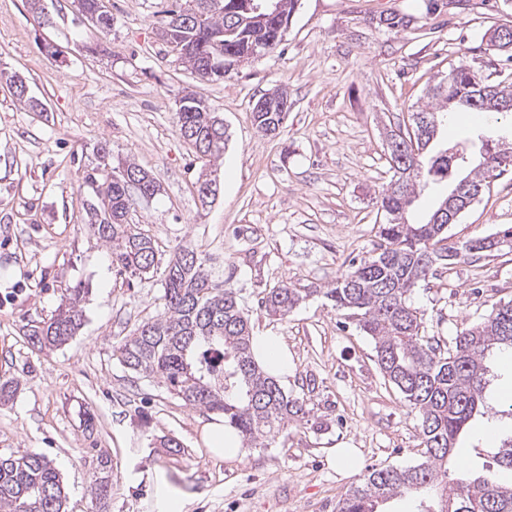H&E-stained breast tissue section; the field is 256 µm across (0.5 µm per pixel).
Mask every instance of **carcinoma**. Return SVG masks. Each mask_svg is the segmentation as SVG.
<instances>
[{
	"label": "carcinoma",
	"mask_w": 512,
	"mask_h": 512,
	"mask_svg": "<svg viewBox=\"0 0 512 512\" xmlns=\"http://www.w3.org/2000/svg\"><path fill=\"white\" fill-rule=\"evenodd\" d=\"M202 12L199 25H175L176 16L191 10ZM249 0H174L163 10L160 29L163 41L208 49L210 34L224 23L242 17L235 35L224 38V56L210 81L224 78V65L263 51L260 43L282 25V15L260 20L246 12ZM429 102L412 113L409 145L417 152L415 168L389 154L393 176L379 198L386 221L379 226L377 252L350 272L336 278L331 288L303 293L288 284L269 289L259 307L266 315L288 316L306 297L321 293L338 309L352 312L360 329L374 342L377 364L389 383L418 414L423 436V460L399 469L373 467L338 501L337 512H380L383 503L405 494L417 498L416 512H512V483L494 475L464 473L449 477L448 461L460 435L476 416L485 415L489 382L487 356L497 351L512 354V333L502 330L512 323V301L496 304L487 318L457 331L452 345L442 350L438 341L421 335L418 309L410 294L435 267L458 257L474 255L470 242L443 245L446 228L436 214L448 200L438 197L425 223L411 224L409 210L426 186L448 190L468 179L483 186L487 174L512 167L503 149L495 146L467 169L455 159L453 146H437L439 126L448 113L508 112L512 84L487 82L468 66L460 64L427 90ZM185 111L177 113L179 134L193 133L207 144L197 155L203 165L219 158L228 134L208 139L211 112L198 93L182 97ZM288 112L270 99L254 107L256 128L266 135L280 132ZM97 202L90 205L93 227L99 238L112 246V266L132 274H145L156 265L157 242L127 221L138 196L118 176L97 187ZM478 252H491L512 245V226L478 240ZM163 311L139 323L115 351L126 368L161 380L188 405L224 415L242 442L255 444L290 422L306 415V405L280 385L254 359L252 326L237 291L214 282L204 259L190 245L178 247L164 267ZM84 289L74 287L52 317L29 330L28 338L40 347L65 344L83 320L80 305ZM497 466L512 472V435L496 452ZM109 476L96 478L91 493L100 508L110 496ZM63 481L52 461L34 450L0 455V512H65Z\"/></svg>",
	"instance_id": "cac0c4a2"
}]
</instances>
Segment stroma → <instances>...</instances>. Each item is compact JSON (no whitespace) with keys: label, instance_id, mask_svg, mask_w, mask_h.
<instances>
[{"label":"stroma","instance_id":"1","mask_svg":"<svg viewBox=\"0 0 512 512\" xmlns=\"http://www.w3.org/2000/svg\"><path fill=\"white\" fill-rule=\"evenodd\" d=\"M42 4L45 24L28 0H0V71L21 76L44 105L32 111L0 82V379L18 383L0 403V455L31 448L52 460L65 512H92L91 484L106 459L107 512H157L163 486L174 512H336L367 469L419 464L415 410L384 378L372 339L321 291L373 255L377 201L392 177L385 135L411 128L427 87L460 63L512 82L507 51L490 42L495 28H512V0H300L273 54L204 85L159 36L163 0H107L105 31L73 0ZM392 14L412 21L387 27ZM278 89L288 93V119L272 137L252 112ZM190 91L229 132L211 203L197 195L200 163L176 124ZM490 122L454 112L440 138L476 163ZM129 161L161 186L130 223L163 255L192 245L216 282L238 290L254 335L277 337L288 352L280 383L307 414L236 460L204 448L211 412L128 370L113 350L163 310L161 273L117 271L88 227L87 172L102 181ZM511 225L512 169L491 178L447 235L462 243ZM282 282L313 294L278 319L258 299ZM76 286L86 290L80 329L66 345L33 346L30 327ZM411 299L423 335L450 347L457 330L512 299V248L438 266ZM490 390L492 414L459 438L461 470L492 465L484 430L512 431V376ZM170 438L180 452L163 447Z\"/></svg>","mask_w":512,"mask_h":512}]
</instances>
